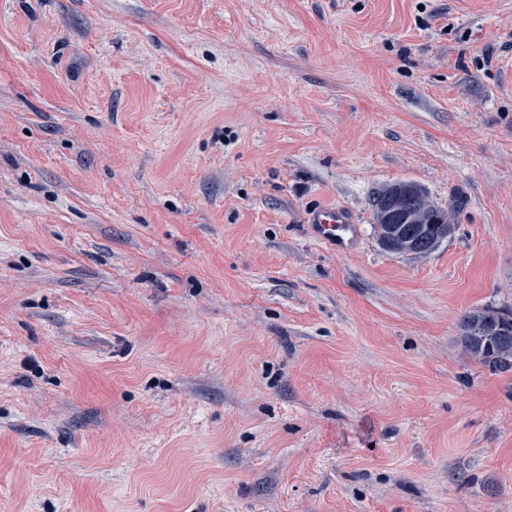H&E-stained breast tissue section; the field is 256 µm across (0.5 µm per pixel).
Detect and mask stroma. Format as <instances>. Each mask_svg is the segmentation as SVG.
Segmentation results:
<instances>
[{"mask_svg":"<svg viewBox=\"0 0 512 512\" xmlns=\"http://www.w3.org/2000/svg\"><path fill=\"white\" fill-rule=\"evenodd\" d=\"M401 180L458 224L423 258ZM485 305L512 0H0V512H512ZM381 196L383 201L376 210V225L386 229L390 247L394 252L411 257L426 256L432 253L439 243L454 234L456 224L452 213L443 209L442 216L437 221L432 220L431 214L439 209L433 206L427 194L416 184L411 182L387 184L382 187ZM397 215L404 217L405 224L419 226L420 231L435 227L436 233L430 236L429 242V237L425 233L421 234L417 231V248L412 235L406 234L401 228L402 220L396 219L399 221L398 224L391 222ZM434 223L438 225H433ZM428 243L429 246L425 248ZM318 239L338 253L346 252L359 235V226L354 224L350 213L338 206H323L312 211L308 217ZM489 322H477L474 326L479 336L470 333L476 320ZM458 342L463 352L477 359L491 372L512 371V310L486 305L482 308L468 310L458 319Z\"/></svg>","mask_w":512,"mask_h":512,"instance_id":"obj_1","label":"stroma"}]
</instances>
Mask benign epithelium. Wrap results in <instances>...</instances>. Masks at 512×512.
Returning a JSON list of instances; mask_svg holds the SVG:
<instances>
[{"instance_id": "7a95c632", "label": "benign epithelium", "mask_w": 512, "mask_h": 512, "mask_svg": "<svg viewBox=\"0 0 512 512\" xmlns=\"http://www.w3.org/2000/svg\"><path fill=\"white\" fill-rule=\"evenodd\" d=\"M381 196L383 201L376 210V225L386 229L393 251L411 257L426 256L432 253L439 243L454 234L456 224L452 213L445 210L438 220H432L431 214L436 208L427 194L416 184H387L382 187ZM397 215L403 216L405 223L418 226L422 231L436 228V233L430 237L427 248H417L412 235L405 233L401 225L392 223Z\"/></svg>"}]
</instances>
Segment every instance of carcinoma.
Here are the masks:
<instances>
[{
  "instance_id": "cac0c4a2",
  "label": "carcinoma",
  "mask_w": 512,
  "mask_h": 512,
  "mask_svg": "<svg viewBox=\"0 0 512 512\" xmlns=\"http://www.w3.org/2000/svg\"><path fill=\"white\" fill-rule=\"evenodd\" d=\"M497 323L502 328L499 336H475L470 333L476 320ZM458 342L463 352L477 359L491 372L512 371V310L486 305L468 310L458 319Z\"/></svg>"
}]
</instances>
